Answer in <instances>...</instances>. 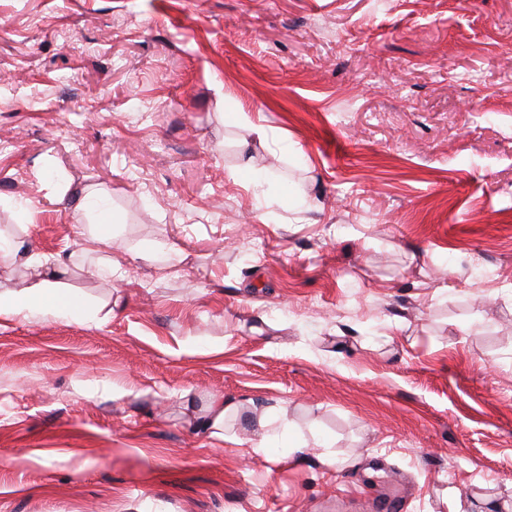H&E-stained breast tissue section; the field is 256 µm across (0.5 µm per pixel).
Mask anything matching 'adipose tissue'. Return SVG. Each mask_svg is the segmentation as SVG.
I'll list each match as a JSON object with an SVG mask.
<instances>
[{
	"label": "adipose tissue",
	"instance_id": "1",
	"mask_svg": "<svg viewBox=\"0 0 512 512\" xmlns=\"http://www.w3.org/2000/svg\"><path fill=\"white\" fill-rule=\"evenodd\" d=\"M29 264L39 268V279L33 285L0 294V314L18 313L37 309L46 314L59 315L73 313L76 302L73 295L63 288L58 280L64 258H57L55 263L40 260L39 256L28 258Z\"/></svg>",
	"mask_w": 512,
	"mask_h": 512
}]
</instances>
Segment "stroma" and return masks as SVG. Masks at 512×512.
Segmentation results:
<instances>
[{
  "mask_svg": "<svg viewBox=\"0 0 512 512\" xmlns=\"http://www.w3.org/2000/svg\"><path fill=\"white\" fill-rule=\"evenodd\" d=\"M0 243V512H512V0H0ZM28 262L41 269L39 280L33 285L19 291L0 293V314L19 313L24 310L37 309L45 314L59 315L75 313L77 309L73 295L63 288L58 279L60 268L64 265L63 257H57L55 264L43 262L38 255H29ZM241 407V403L226 400L224 395L213 394L208 398L205 412L199 417L196 428L207 432L211 437L224 438L226 420L236 418Z\"/></svg>",
  "mask_w": 512,
  "mask_h": 512,
  "instance_id": "stroma-1",
  "label": "stroma"
}]
</instances>
